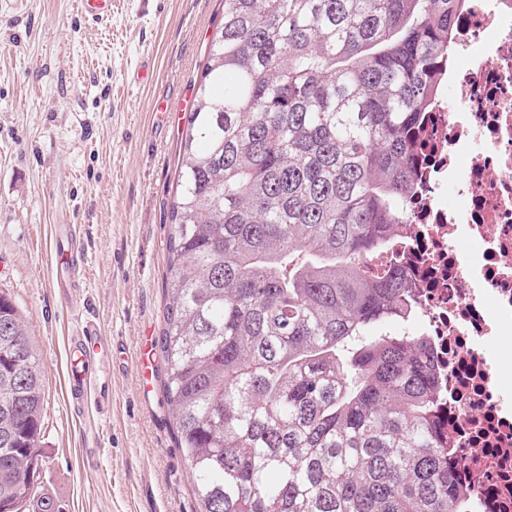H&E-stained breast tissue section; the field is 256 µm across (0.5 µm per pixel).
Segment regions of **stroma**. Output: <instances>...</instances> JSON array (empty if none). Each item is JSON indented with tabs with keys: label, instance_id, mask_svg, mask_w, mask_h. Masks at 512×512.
<instances>
[{
	"label": "stroma",
	"instance_id": "stroma-1",
	"mask_svg": "<svg viewBox=\"0 0 512 512\" xmlns=\"http://www.w3.org/2000/svg\"><path fill=\"white\" fill-rule=\"evenodd\" d=\"M221 19L220 0H114L99 23L80 0H0V293L42 349L38 483L61 512H197L153 342L182 116ZM57 224L79 227L86 257L68 298L51 277ZM74 300L110 339L101 414H75L65 387Z\"/></svg>",
	"mask_w": 512,
	"mask_h": 512
}]
</instances>
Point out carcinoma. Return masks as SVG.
<instances>
[{
	"label": "carcinoma",
	"mask_w": 512,
	"mask_h": 512,
	"mask_svg": "<svg viewBox=\"0 0 512 512\" xmlns=\"http://www.w3.org/2000/svg\"><path fill=\"white\" fill-rule=\"evenodd\" d=\"M467 0H223L186 117L156 339L199 512H459L406 277L412 133ZM38 343L0 294V512L38 491Z\"/></svg>",
	"instance_id": "cac0c4a2"
}]
</instances>
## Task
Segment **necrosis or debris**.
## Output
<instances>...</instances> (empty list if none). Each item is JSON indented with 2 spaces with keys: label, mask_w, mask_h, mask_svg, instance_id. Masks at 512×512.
I'll return each instance as SVG.
<instances>
[{
  "label": "necrosis or debris",
  "mask_w": 512,
  "mask_h": 512,
  "mask_svg": "<svg viewBox=\"0 0 512 512\" xmlns=\"http://www.w3.org/2000/svg\"><path fill=\"white\" fill-rule=\"evenodd\" d=\"M425 118L406 223L370 267L403 258L464 512H512V0H469Z\"/></svg>",
  "instance_id": "4bbe7bcc"
}]
</instances>
